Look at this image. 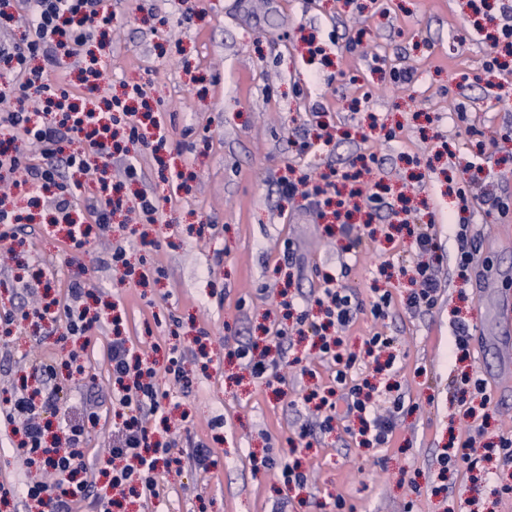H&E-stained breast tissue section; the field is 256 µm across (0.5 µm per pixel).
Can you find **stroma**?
Returning a JSON list of instances; mask_svg holds the SVG:
<instances>
[{"instance_id": "stroma-1", "label": "stroma", "mask_w": 512, "mask_h": 512, "mask_svg": "<svg viewBox=\"0 0 512 512\" xmlns=\"http://www.w3.org/2000/svg\"><path fill=\"white\" fill-rule=\"evenodd\" d=\"M112 27L103 41L100 87L122 95L146 90L164 135L160 153L137 147L139 180L113 181L125 196L161 201L156 223L119 212L106 232H92L76 253L66 228L51 224L48 204L32 205L12 190L16 209L31 216L0 262V489L38 479L13 451L16 438L2 399L29 376L30 361L59 362L61 398L79 409L94 395L101 420L90 429L86 461L112 447L124 410L113 405L107 348L111 320L87 333L83 373L62 365L72 348L62 324L23 318L31 290L64 299L72 279L115 305L137 353L163 361L176 346L186 355L190 392L168 384L170 438L182 465L156 475V493L72 512H331L343 497L353 512H512V464L491 461L488 480L465 466L440 472L449 443L475 436L483 454L498 435H512V328L500 315L512 296V239L500 238L506 216L488 213L485 192L512 199V77L497 81L484 63L488 46L475 25L503 24L498 0L473 12L466 0H110ZM411 70V81L391 71ZM329 133L331 141L315 147ZM361 170L379 191L373 237L354 243L330 235L315 205L282 190L285 177ZM183 183H176V173ZM408 208L411 224L433 223L442 288L436 306L411 311L406 298L421 256L412 237L393 233V213ZM482 259L459 278L458 223ZM124 244L129 269L112 268L113 244ZM349 289L360 310L342 336L358 352L366 336L392 338L395 362L377 376L378 404L402 399L391 442L358 446L347 432L345 401L333 429H314L300 458L306 485H284L255 460L288 454L307 412L311 389L332 382V370L311 347L312 335L277 339L283 295L306 307L324 274ZM388 291V315L368 311L375 289ZM469 324L468 363L448 354L457 321ZM281 343L290 365L279 388L253 379L228 354L238 343ZM477 371L491 397L486 419L467 416L457 380ZM213 450L200 467L197 443Z\"/></svg>"}]
</instances>
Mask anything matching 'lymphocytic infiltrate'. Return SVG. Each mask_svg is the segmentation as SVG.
<instances>
[{"mask_svg":"<svg viewBox=\"0 0 512 512\" xmlns=\"http://www.w3.org/2000/svg\"><path fill=\"white\" fill-rule=\"evenodd\" d=\"M101 0H28L27 25L22 42L0 48V70L7 81L0 85V102L11 98L15 107L0 111V184L27 186L33 195L52 192V204L61 214H69L79 182L62 179V169L85 175L96 174L102 207L90 216L99 230H106L113 211L122 207V200L113 198L114 187L110 169L114 157L112 132L108 113L121 112L128 127V143L144 146L149 130L129 111L121 100L107 101L96 106L93 98L97 85L84 86L82 92L48 82L43 72L32 70L35 59L56 66L60 59L81 56L85 47L95 42L112 24V17L100 10ZM72 144L73 152H64V144ZM37 147L43 162L34 166L27 161L28 147ZM357 174L342 173L340 179L323 174L318 179H303L302 183L285 182L284 190L295 193L305 186L306 193L317 204L331 208L332 216L343 231H352L346 209L352 198L365 197L367 202L381 204L374 191L357 187ZM87 293L86 282L77 278L68 286L69 301L62 309L43 306L38 319L62 322L67 336L82 339L91 329L93 320L80 300ZM322 360L334 366V383L347 400L349 411L355 412L361 432H372L377 445L388 442L393 433L392 416L378 412L365 393L362 384L352 379L358 361L355 353L341 354L336 345L323 341ZM112 369V397L122 407L131 409L121 430L118 446L110 448L107 457L98 459L99 472L108 477L109 486L117 493L151 494L155 491L158 468L179 464L171 442L156 440L155 428L145 424L146 416H165L168 394L162 389L163 380L189 387L191 378L186 361L178 348H171L164 366L141 359L127 338H113L107 352ZM35 387L21 385L8 400L6 419L21 440L15 451L26 465L37 466L44 479L32 481L17 490L22 503H35L49 512H71L75 500L96 496V484L86 476L84 443L90 426L96 425L99 413L95 403H87L83 417L71 415L68 406L59 402L54 362L32 359Z\"/></svg>","mask_w":512,"mask_h":512,"instance_id":"obj_1","label":"lymphocytic infiltrate"}]
</instances>
